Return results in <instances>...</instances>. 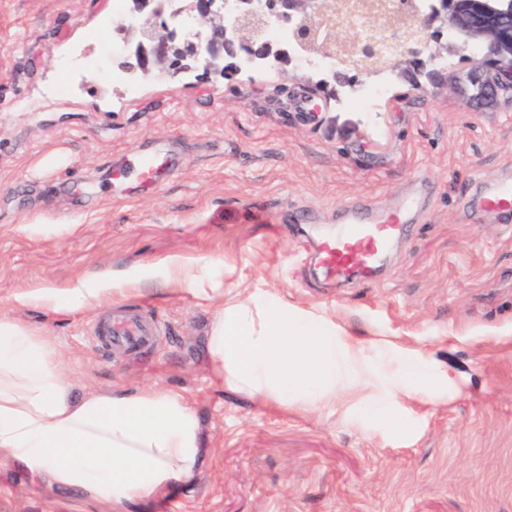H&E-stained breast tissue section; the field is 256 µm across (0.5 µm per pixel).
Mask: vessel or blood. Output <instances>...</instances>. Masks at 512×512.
<instances>
[{
  "label": "vessel or blood",
  "instance_id": "vessel-or-blood-1",
  "mask_svg": "<svg viewBox=\"0 0 512 512\" xmlns=\"http://www.w3.org/2000/svg\"><path fill=\"white\" fill-rule=\"evenodd\" d=\"M166 166L158 152H140L134 161L137 182L145 188H156ZM478 184V205L482 211L512 213V162L480 177ZM428 192L429 182L422 176L388 209H379L361 198L347 203L337 212L335 224L321 231L314 241L325 276L340 280L354 274L374 273L395 245L409 235L424 211ZM95 334L108 348L144 351L153 346L159 328L154 321L130 309L96 328Z\"/></svg>",
  "mask_w": 512,
  "mask_h": 512
}]
</instances>
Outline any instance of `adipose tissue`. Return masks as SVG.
I'll list each match as a JSON object with an SVG mask.
<instances>
[{"label":"adipose tissue","instance_id":"1","mask_svg":"<svg viewBox=\"0 0 512 512\" xmlns=\"http://www.w3.org/2000/svg\"><path fill=\"white\" fill-rule=\"evenodd\" d=\"M226 273L220 260L174 256L165 265L169 291L214 309L205 351L217 387L263 409L332 411L341 405L393 424L397 400L428 404L457 392L422 349L352 335L335 319L270 292L225 293ZM93 280L91 288L80 280L14 300L66 314L112 305L142 286L107 268ZM203 452L200 420L184 394L148 388L77 395L50 337L0 315V453L32 476L122 508L190 480Z\"/></svg>","mask_w":512,"mask_h":512}]
</instances>
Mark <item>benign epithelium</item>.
<instances>
[{
    "mask_svg": "<svg viewBox=\"0 0 512 512\" xmlns=\"http://www.w3.org/2000/svg\"><path fill=\"white\" fill-rule=\"evenodd\" d=\"M123 28L135 64L125 72L175 77L191 69L237 76L260 64L298 69L336 59L345 84L390 71L419 87L418 73L438 57L479 50L478 101L512 95V0H132ZM291 28V49L267 34L272 22Z\"/></svg>",
    "mask_w": 512,
    "mask_h": 512,
    "instance_id": "7a95c632",
    "label": "benign epithelium"
}]
</instances>
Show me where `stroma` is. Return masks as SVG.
Here are the masks:
<instances>
[{"instance_id": "1", "label": "stroma", "mask_w": 512, "mask_h": 512, "mask_svg": "<svg viewBox=\"0 0 512 512\" xmlns=\"http://www.w3.org/2000/svg\"><path fill=\"white\" fill-rule=\"evenodd\" d=\"M129 11L0 0V315L54 339L77 394L170 388L195 407L196 478L130 512H512V221L472 215L476 175L512 161V97L471 102L473 63L458 54L435 62L424 91L391 77L368 112L322 101L314 70L123 79L116 15ZM139 146L169 172L155 191H120L110 175H131ZM421 175L424 215L379 279L339 288L317 275L299 207L327 224L348 200L387 205ZM174 255L223 260L225 290L271 291L353 335L422 348L462 391L396 426L258 409L212 384L211 309L162 288ZM106 267L149 284L118 300L160 324L148 351H101L95 309L13 301ZM0 512L106 509L1 456Z\"/></svg>"}]
</instances>
